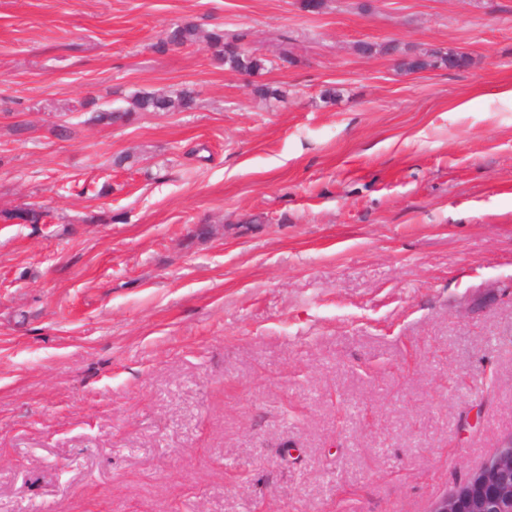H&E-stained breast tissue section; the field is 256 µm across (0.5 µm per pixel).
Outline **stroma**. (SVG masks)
<instances>
[{
    "label": "stroma",
    "instance_id": "stroma-1",
    "mask_svg": "<svg viewBox=\"0 0 512 512\" xmlns=\"http://www.w3.org/2000/svg\"><path fill=\"white\" fill-rule=\"evenodd\" d=\"M186 21L266 70L154 50ZM505 87L512 0H0V212L48 213L0 222V512L452 492L512 434ZM240 37L237 35L228 38L221 30L211 31L208 34V42L213 49L214 58L224 65V69L235 72L254 74L264 70L267 60L247 52ZM363 51L369 55H399L397 46L391 42L364 44ZM437 63L448 66V68H465L470 65V59L462 52L441 53L437 51L431 54H419L412 58L400 57L399 55L396 59L397 68L405 72L435 66ZM132 109L98 111L97 118L106 123L119 121L131 112H159L172 109L189 110L195 105V96L191 90H181L175 95L136 91L131 95Z\"/></svg>",
    "mask_w": 512,
    "mask_h": 512
}]
</instances>
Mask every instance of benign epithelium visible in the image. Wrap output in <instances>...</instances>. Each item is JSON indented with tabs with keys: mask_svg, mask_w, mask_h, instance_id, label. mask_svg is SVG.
<instances>
[{
	"mask_svg": "<svg viewBox=\"0 0 512 512\" xmlns=\"http://www.w3.org/2000/svg\"><path fill=\"white\" fill-rule=\"evenodd\" d=\"M429 512H512V436L483 467L436 499Z\"/></svg>",
	"mask_w": 512,
	"mask_h": 512,
	"instance_id": "7a95c632",
	"label": "benign epithelium"
}]
</instances>
